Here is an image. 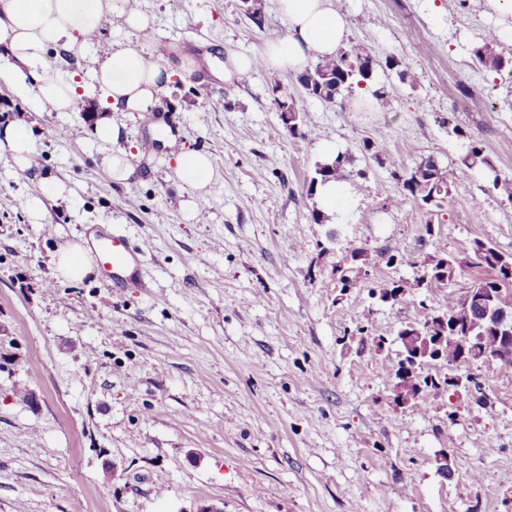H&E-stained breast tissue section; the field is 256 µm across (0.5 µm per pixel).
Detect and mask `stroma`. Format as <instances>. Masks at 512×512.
I'll return each instance as SVG.
<instances>
[{
	"label": "stroma",
	"mask_w": 512,
	"mask_h": 512,
	"mask_svg": "<svg viewBox=\"0 0 512 512\" xmlns=\"http://www.w3.org/2000/svg\"><path fill=\"white\" fill-rule=\"evenodd\" d=\"M333 2L347 42L397 59L417 84L381 69L384 97L327 103L287 74L296 138L264 72L230 89L177 77L163 119L213 161L196 221L165 164L137 157L138 182L110 178L112 146L86 136L98 103L35 113L0 86V127L33 123L40 172L76 190L31 223L30 185L0 160V512H512V365L432 360L428 373H472L479 387L395 398L399 330L456 305L476 273L380 298L474 239L512 254V201L461 164L473 138L512 179V77L486 75L472 56L495 21L483 0ZM114 5L154 14L153 30L133 36L145 48L219 59L288 29L278 0H261L259 25L241 0ZM323 140L350 155L347 179L365 175L332 224L314 222L307 192ZM428 157L447 168L452 201L436 216L388 207L394 169ZM106 226L143 247L150 290L53 271L55 251ZM354 251L366 274L346 288L337 268ZM274 105L277 111L280 112V118L283 124L288 128V133L294 137H301L298 129L299 109L293 99L288 100V95L275 96Z\"/></svg>",
	"instance_id": "1"
}]
</instances>
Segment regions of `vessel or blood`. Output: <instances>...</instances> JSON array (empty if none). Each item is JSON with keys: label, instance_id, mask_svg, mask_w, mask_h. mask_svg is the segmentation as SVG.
<instances>
[{"label": "vessel or blood", "instance_id": "vessel-or-blood-1", "mask_svg": "<svg viewBox=\"0 0 512 512\" xmlns=\"http://www.w3.org/2000/svg\"><path fill=\"white\" fill-rule=\"evenodd\" d=\"M94 250L102 274L115 285L139 281L144 251L120 231L97 230Z\"/></svg>", "mask_w": 512, "mask_h": 512}]
</instances>
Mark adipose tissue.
<instances>
[{
  "label": "adipose tissue",
  "instance_id": "adipose-tissue-1",
  "mask_svg": "<svg viewBox=\"0 0 512 512\" xmlns=\"http://www.w3.org/2000/svg\"><path fill=\"white\" fill-rule=\"evenodd\" d=\"M278 2L288 21L287 35L266 40L255 56L225 55V85L241 81L259 65L276 75L301 72L314 60L334 56L341 47L347 21L333 0ZM113 15L122 31H144L153 24L139 8L115 11L112 0H0V85L36 112H70L82 98H100L105 114L96 120L91 137L101 144L118 143L123 133L113 113L156 112L177 70L196 72L201 61L196 54L183 52L175 68L167 58H151L149 50L121 40L113 41L111 52L99 54L100 31ZM68 60L87 63V80L62 74L60 65ZM178 137L168 125L154 127L155 141L169 150L175 177L189 193H200L211 180L212 158L205 152L183 150ZM40 147L39 138L25 123L11 122L0 129V158L15 171L32 175L26 209L37 224L45 219V198L66 190L59 179L33 173Z\"/></svg>",
  "mask_w": 512,
  "mask_h": 512
}]
</instances>
